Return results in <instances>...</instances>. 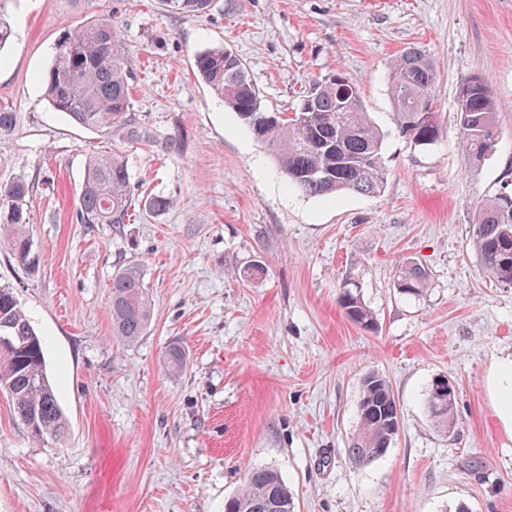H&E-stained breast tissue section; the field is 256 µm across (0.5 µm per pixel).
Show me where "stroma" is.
I'll list each match as a JSON object with an SVG mask.
<instances>
[{
    "label": "stroma",
    "mask_w": 512,
    "mask_h": 512,
    "mask_svg": "<svg viewBox=\"0 0 512 512\" xmlns=\"http://www.w3.org/2000/svg\"><path fill=\"white\" fill-rule=\"evenodd\" d=\"M14 32L0 51V184L36 179L33 267L0 244L13 287L45 343L70 431L36 444L0 393V512H224L250 467L277 469L296 512H512V434L490 391L512 358V286L482 273L469 247L474 208L512 192V0H212L177 15L162 0H0ZM116 24L131 64L133 110L177 139L143 150L52 109L42 76L57 43L88 21ZM223 46L245 64L267 110L292 112L316 81L355 78L385 134L383 193L310 198L290 191L267 145L198 76ZM408 47L437 65L436 142L399 135L388 67ZM486 76L499 139L469 170L456 118L464 79ZM122 154L135 198L167 197L131 223L79 224L89 155ZM431 272L399 294L395 263ZM256 259L261 281L231 271ZM136 268L154 305L148 333H112L109 285ZM378 326L337 303L346 278ZM186 353L170 372V345ZM389 380L400 430L360 466L345 454L363 376ZM447 375L454 432H439L426 389Z\"/></svg>",
    "instance_id": "obj_1"
}]
</instances>
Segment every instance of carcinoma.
Instances as JSON below:
<instances>
[{"instance_id":"obj_1","label":"carcinoma","mask_w":512,"mask_h":512,"mask_svg":"<svg viewBox=\"0 0 512 512\" xmlns=\"http://www.w3.org/2000/svg\"><path fill=\"white\" fill-rule=\"evenodd\" d=\"M177 14L204 13L212 0H162ZM199 77L248 125L253 135L267 143L288 181L307 197H332L343 193L372 196L382 191L387 169L382 161L383 134L364 109L357 81L343 73L313 85L294 115L263 108L259 91L247 70L231 50L213 47L195 60ZM129 61L112 21L98 20L66 36L56 47L44 74L45 98L51 107L89 129L109 130L131 144L173 149V137L160 138L141 124L132 105ZM390 94L398 132L419 146L435 142L439 124L433 89L434 62L416 48H408L391 62ZM464 95L458 105L462 148L470 169L476 170L492 155L498 141L496 108L488 80L481 75L466 78L459 87ZM38 188L25 177L0 185V231L15 259L32 264L29 201ZM162 212L170 201L159 195L135 200L125 159L118 155L89 158L83 175L76 219L79 224H127L132 207ZM470 247L483 273L503 285H512V194L501 193L477 206ZM265 268L256 261L237 268L242 281L256 280ZM399 293L419 296L428 287L430 272L416 259H400L395 270ZM338 302L355 324L372 330L373 311L364 303L358 282L348 278ZM113 334L127 344L148 332L153 308L141 275L126 268L112 276L109 290ZM171 371L182 372L185 354L178 345L166 351ZM432 379L425 410L444 433L457 424L456 390L438 389ZM0 391L6 393L15 416L37 442H59L68 434V423L50 383L44 344L12 288L0 286ZM395 396L389 381L370 372L362 379L358 423L346 448L349 461L362 465L382 456L398 431L391 422ZM224 512H295L293 496L281 473L255 466L236 495L224 504Z\"/></svg>"}]
</instances>
